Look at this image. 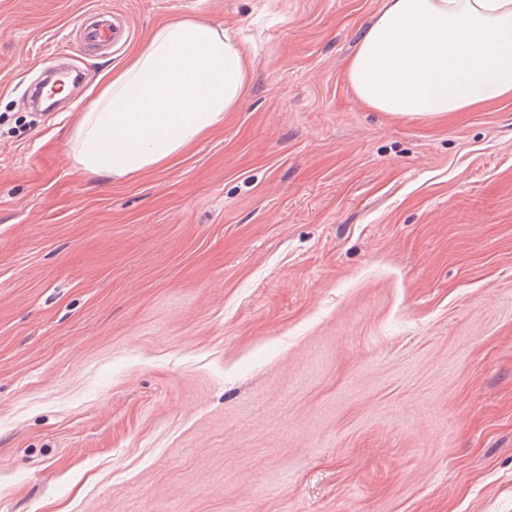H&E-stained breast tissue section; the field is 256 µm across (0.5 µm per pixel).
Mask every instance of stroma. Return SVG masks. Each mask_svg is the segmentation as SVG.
Segmentation results:
<instances>
[{"label":"stroma","instance_id":"stroma-1","mask_svg":"<svg viewBox=\"0 0 512 512\" xmlns=\"http://www.w3.org/2000/svg\"><path fill=\"white\" fill-rule=\"evenodd\" d=\"M382 2L0 0V512H512V99L369 109ZM178 15L250 50L239 110L83 173L82 112ZM63 50L83 85L33 115ZM121 13H114L112 18L97 17L83 28L84 41L92 47H112L116 49L122 46L130 37V29Z\"/></svg>","mask_w":512,"mask_h":512}]
</instances>
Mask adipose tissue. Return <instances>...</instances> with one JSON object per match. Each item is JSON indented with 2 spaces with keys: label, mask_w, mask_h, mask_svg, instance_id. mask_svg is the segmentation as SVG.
<instances>
[{
  "label": "adipose tissue",
  "mask_w": 512,
  "mask_h": 512,
  "mask_svg": "<svg viewBox=\"0 0 512 512\" xmlns=\"http://www.w3.org/2000/svg\"><path fill=\"white\" fill-rule=\"evenodd\" d=\"M248 49L202 19H173L83 112L70 158L129 179L173 164L235 111ZM355 97L392 116L445 118L512 97V0H384L346 67Z\"/></svg>",
  "instance_id": "obj_1"
}]
</instances>
